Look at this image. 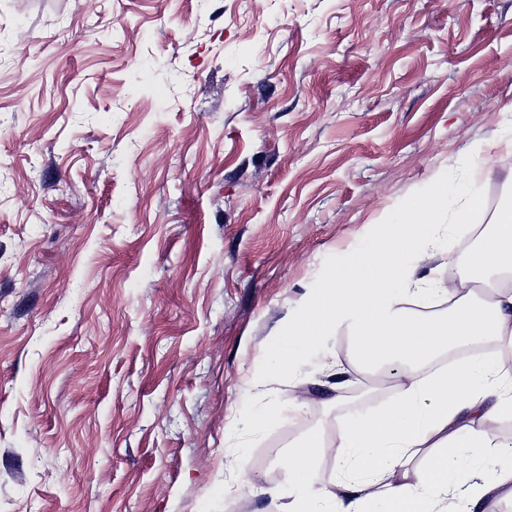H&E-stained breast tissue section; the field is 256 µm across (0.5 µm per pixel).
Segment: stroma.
Masks as SVG:
<instances>
[{
    "label": "stroma",
    "instance_id": "1",
    "mask_svg": "<svg viewBox=\"0 0 512 512\" xmlns=\"http://www.w3.org/2000/svg\"><path fill=\"white\" fill-rule=\"evenodd\" d=\"M511 138L512 0H0V512H285L314 431L349 481L402 374L269 347L438 178L492 223Z\"/></svg>",
    "mask_w": 512,
    "mask_h": 512
}]
</instances>
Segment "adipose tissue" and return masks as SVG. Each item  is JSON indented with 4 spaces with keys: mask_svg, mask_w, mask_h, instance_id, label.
I'll return each instance as SVG.
<instances>
[{
    "mask_svg": "<svg viewBox=\"0 0 512 512\" xmlns=\"http://www.w3.org/2000/svg\"><path fill=\"white\" fill-rule=\"evenodd\" d=\"M463 192L453 180H440L396 223L381 225L332 271L313 307L297 314L273 346V358L285 370L344 323L357 364L394 362L405 377L383 409L341 424L345 464L367 476L347 484L343 498L329 492L330 479L319 466V433L289 451L284 495L291 512H484L490 499L512 498V467L490 466L485 456L493 445L491 424L512 418V372L478 355L428 368L439 355L482 339L512 351V206L497 213L468 255L444 315L414 316L404 307L410 297L425 301L432 294L431 277L407 279L412 245L421 228L449 210V198ZM479 211V199L469 197L452 211L453 221L477 223ZM487 282L493 285L490 299H476L477 284ZM422 453L425 464L413 467Z\"/></svg>",
    "mask_w": 512,
    "mask_h": 512,
    "instance_id": "ef3b65f1",
    "label": "adipose tissue"
}]
</instances>
